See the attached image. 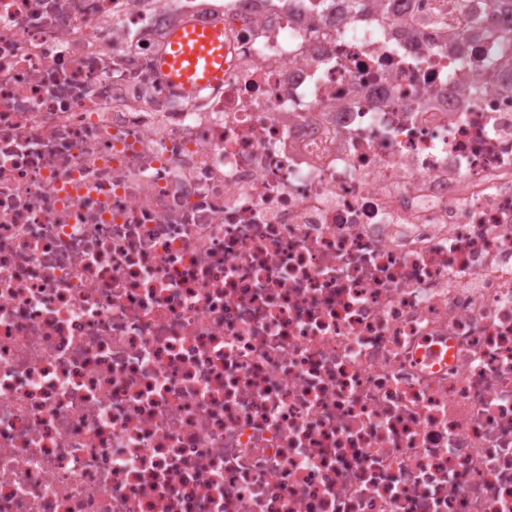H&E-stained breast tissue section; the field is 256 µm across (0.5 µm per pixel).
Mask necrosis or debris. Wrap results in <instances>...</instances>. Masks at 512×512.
Returning a JSON list of instances; mask_svg holds the SVG:
<instances>
[{"mask_svg": "<svg viewBox=\"0 0 512 512\" xmlns=\"http://www.w3.org/2000/svg\"><path fill=\"white\" fill-rule=\"evenodd\" d=\"M437 6L0 0V512H512V52ZM171 53L160 65L184 93L224 80V32L184 22L170 36Z\"/></svg>", "mask_w": 512, "mask_h": 512, "instance_id": "4bbe7bcc", "label": "necrosis or debris"}]
</instances>
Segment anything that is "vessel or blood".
Wrapping results in <instances>:
<instances>
[{
    "label": "vessel or blood",
    "mask_w": 512,
    "mask_h": 512,
    "mask_svg": "<svg viewBox=\"0 0 512 512\" xmlns=\"http://www.w3.org/2000/svg\"><path fill=\"white\" fill-rule=\"evenodd\" d=\"M160 65L183 92L217 84L224 79V33L184 22L170 36V52Z\"/></svg>",
    "instance_id": "obj_1"
}]
</instances>
